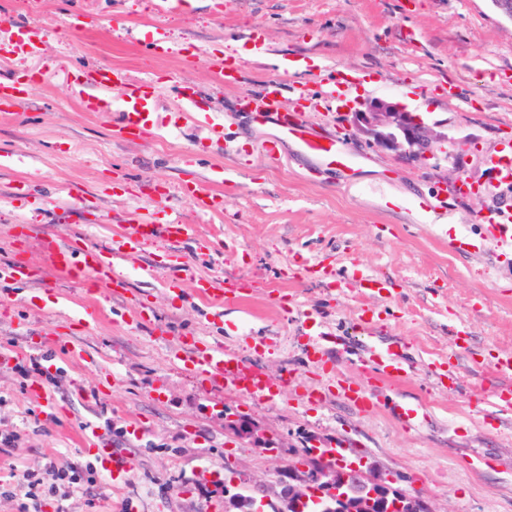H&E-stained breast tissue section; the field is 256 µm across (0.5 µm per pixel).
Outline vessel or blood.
I'll list each match as a JSON object with an SVG mask.
<instances>
[{
	"label": "vessel or blood",
	"mask_w": 512,
	"mask_h": 512,
	"mask_svg": "<svg viewBox=\"0 0 512 512\" xmlns=\"http://www.w3.org/2000/svg\"><path fill=\"white\" fill-rule=\"evenodd\" d=\"M127 106L114 121L121 136L146 133L154 99L153 87L145 81L129 84L125 90ZM243 109L251 113L257 124L274 123L277 137L294 144L296 149L313 156L325 166L355 171L358 160L346 142L336 135H319L312 131L299 112H288L282 107L279 79H270L261 98L245 97ZM183 194L199 211L208 212L224 207V198L206 191L201 184L185 185ZM188 225L179 221L167 224H135L113 239L111 246L75 245L70 240L53 239L41 250L42 263L58 276L73 282H86L109 289L118 287L120 265L133 259L143 246L157 238H187ZM483 241L512 247V210H497L486 217ZM181 347L182 371L204 377L215 393H223L235 386L251 398L273 401L282 387L293 386V378L273 379L257 366L246 363L230 347L206 344L191 333L178 336ZM368 368L377 380L389 382L401 377L405 371L401 356L388 349L368 346L365 351ZM491 369L500 382L493 394L491 405L499 412L512 411V355L496 358ZM85 441L95 443L100 455L110 465L113 478H121L130 468L126 456L113 451L111 442L99 434L96 427H88Z\"/></svg>",
	"instance_id": "b4317fda"
}]
</instances>
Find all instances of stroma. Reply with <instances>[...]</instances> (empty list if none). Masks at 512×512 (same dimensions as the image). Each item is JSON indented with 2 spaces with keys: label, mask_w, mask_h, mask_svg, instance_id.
<instances>
[{
  "label": "stroma",
  "mask_w": 512,
  "mask_h": 512,
  "mask_svg": "<svg viewBox=\"0 0 512 512\" xmlns=\"http://www.w3.org/2000/svg\"><path fill=\"white\" fill-rule=\"evenodd\" d=\"M74 15L85 31L71 36ZM20 22L32 23L39 54L16 51ZM158 29L164 56L148 47ZM227 55L240 83L216 76ZM291 59L305 69L284 72ZM102 66L154 84L156 125L142 138L118 137L110 116L83 108V76ZM343 70L359 80L341 82ZM31 72L39 79L29 99L0 113V267L39 264L35 243L21 241L25 225L105 246L142 217H176L194 236L145 245L125 266L119 297L51 273L41 285L0 279V430L17 434L0 451V512H19L20 476L50 458L99 478L40 495L30 512H212L236 492L272 512L287 449L337 441L348 461L379 465L436 512H512V413L492 410L494 381L479 368L512 351V249L451 247L480 241L484 215L512 207V182L495 167L512 156V21L491 0H184L176 11L162 0H0V81ZM276 73L286 106L360 155L357 175L322 167L240 109ZM181 85L193 87L206 119L186 118L173 96ZM376 97L465 144L463 175L477 194L445 198L457 177L445 153L407 163L356 136L347 108ZM195 180L223 192V215L191 207L181 188ZM22 182L30 194L14 195ZM203 238L220 245L198 250ZM172 254L182 263L175 293L166 287ZM307 263L374 273L389 289L366 300L306 275ZM200 277L249 287L228 305L200 298ZM366 303L379 313L372 337L356 322ZM188 331L236 348L271 377L296 373L303 387L334 376L367 384L360 360L373 342L399 346L411 371L378 387L366 410L338 395L308 403L284 391L266 403L233 388L215 394L172 361ZM49 333L72 341L79 358L55 347L51 378L22 376ZM462 335L469 352L448 388L430 367L457 353ZM36 383L45 397L30 394ZM397 402L418 406L416 426L395 420ZM228 416L254 422L280 454L250 447L225 428ZM135 424L143 434L132 440ZM89 425L127 452L126 484L102 475L83 440Z\"/></svg>",
  "instance_id": "obj_1"
}]
</instances>
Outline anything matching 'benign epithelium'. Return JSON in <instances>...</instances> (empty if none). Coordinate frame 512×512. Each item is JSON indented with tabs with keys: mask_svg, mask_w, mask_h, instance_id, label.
Masks as SVG:
<instances>
[{
	"mask_svg": "<svg viewBox=\"0 0 512 512\" xmlns=\"http://www.w3.org/2000/svg\"><path fill=\"white\" fill-rule=\"evenodd\" d=\"M349 123L358 134L405 162L425 160L438 150H446L449 144L452 150L448 156L453 158L456 171H464L463 145L449 142L448 135L434 130L398 102L372 99L349 113ZM394 484V478L384 475L372 465L348 469L319 467L311 474L288 472V485L282 492L299 500L305 498L310 486L315 485L320 492L344 502L350 495L366 493L375 497L388 494ZM404 506L409 507L410 512H436L428 498L406 492L398 504L400 508Z\"/></svg>",
	"mask_w": 512,
	"mask_h": 512,
	"instance_id": "1",
	"label": "benign epithelium"
}]
</instances>
